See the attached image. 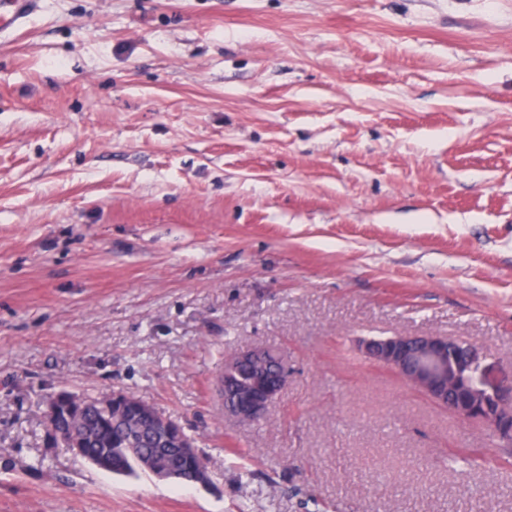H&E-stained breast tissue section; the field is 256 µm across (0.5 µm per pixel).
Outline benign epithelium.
<instances>
[{
  "instance_id": "benign-epithelium-1",
  "label": "benign epithelium",
  "mask_w": 512,
  "mask_h": 512,
  "mask_svg": "<svg viewBox=\"0 0 512 512\" xmlns=\"http://www.w3.org/2000/svg\"><path fill=\"white\" fill-rule=\"evenodd\" d=\"M459 339L446 336L396 335L362 341L361 351L370 360L394 370L408 384L418 388L436 405L461 419L479 420L512 445V383L492 384L484 379L483 351L468 344L465 357H460ZM273 363L280 371L281 382L274 385L254 378L243 385L241 400L224 414L238 423L249 424L265 418L270 406L288 385V357L268 346H255L235 353L224 361V369L216 380L217 392L240 374L244 366H266ZM80 404L74 396H55L49 400L46 416H54L62 407Z\"/></svg>"
}]
</instances>
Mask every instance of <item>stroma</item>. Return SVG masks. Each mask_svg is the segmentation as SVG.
<instances>
[{"label":"stroma","mask_w":512,"mask_h":512,"mask_svg":"<svg viewBox=\"0 0 512 512\" xmlns=\"http://www.w3.org/2000/svg\"><path fill=\"white\" fill-rule=\"evenodd\" d=\"M512 382V0H45L0 36V512H512V447L360 352ZM284 351L254 427L241 349ZM129 392L209 481L56 442ZM269 363H274L280 371V384L274 385L262 378H254L243 385L241 400L234 404V400L239 395L238 381L240 379L247 380L250 377L249 368L243 369L241 375H239L242 367L267 366ZM236 377L237 380L231 382ZM288 377V357L279 349L268 346H255L235 353L224 361V369L216 380V389L220 399L225 385L231 382L226 387L225 395L227 405L234 404V406L232 408L224 406V414L242 425L250 424L255 419H264L270 406L286 390Z\"/></svg>","instance_id":"1"}]
</instances>
